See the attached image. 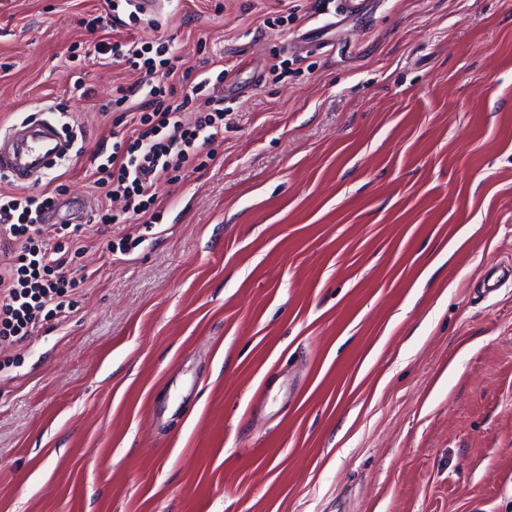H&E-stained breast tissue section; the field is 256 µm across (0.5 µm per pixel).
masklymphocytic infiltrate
<instances>
[{
    "mask_svg": "<svg viewBox=\"0 0 512 512\" xmlns=\"http://www.w3.org/2000/svg\"><path fill=\"white\" fill-rule=\"evenodd\" d=\"M98 52L144 71L146 90L136 103L130 91L118 92L115 104L129 117L134 133L113 142L111 153L90 173L100 200L92 220L103 225L158 223L157 184L177 180L184 168L204 158L205 148L224 141L230 110L211 91L212 83H223L224 77L192 81L189 93L181 95L172 81L179 58L171 44L116 41L100 44ZM198 99L202 109L194 122H185L187 104ZM117 197L125 206L116 213L110 203ZM51 203L45 194L0 195V338L15 344L28 341L45 323L65 318L79 286L71 265L83 252V227L58 224L53 238H46L44 213Z\"/></svg>",
    "mask_w": 512,
    "mask_h": 512,
    "instance_id": "lymphocytic-infiltrate-1",
    "label": "lymphocytic infiltrate"
}]
</instances>
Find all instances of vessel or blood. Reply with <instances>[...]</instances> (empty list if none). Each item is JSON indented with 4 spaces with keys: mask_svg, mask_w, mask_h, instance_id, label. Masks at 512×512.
<instances>
[{
    "mask_svg": "<svg viewBox=\"0 0 512 512\" xmlns=\"http://www.w3.org/2000/svg\"><path fill=\"white\" fill-rule=\"evenodd\" d=\"M62 145V138L47 122H34L0 132V172L18 183L48 168Z\"/></svg>",
    "mask_w": 512,
    "mask_h": 512,
    "instance_id": "1",
    "label": "vessel or blood"
}]
</instances>
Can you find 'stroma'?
Here are the masks:
<instances>
[{"label":"stroma","mask_w":512,"mask_h":512,"mask_svg":"<svg viewBox=\"0 0 512 512\" xmlns=\"http://www.w3.org/2000/svg\"><path fill=\"white\" fill-rule=\"evenodd\" d=\"M338 2L129 30L223 73L231 124L160 223L88 224L67 318L0 344V512H512V0ZM104 6L0 0V130L76 136L22 189L87 211L102 107L146 81L96 53Z\"/></svg>","instance_id":"stroma-1"}]
</instances>
